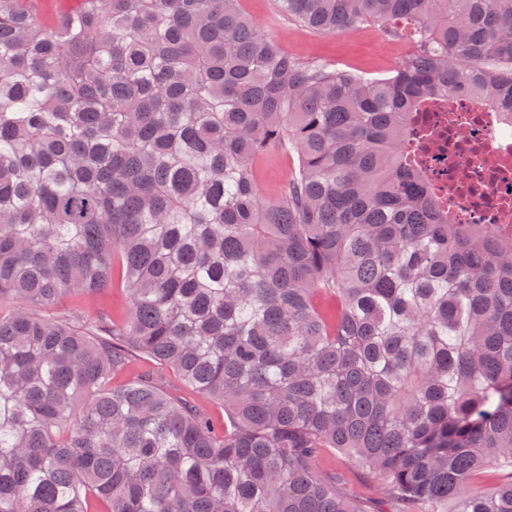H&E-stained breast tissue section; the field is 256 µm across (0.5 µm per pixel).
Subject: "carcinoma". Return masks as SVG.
<instances>
[{
    "mask_svg": "<svg viewBox=\"0 0 512 512\" xmlns=\"http://www.w3.org/2000/svg\"><path fill=\"white\" fill-rule=\"evenodd\" d=\"M273 4L416 50L367 78L241 0H0V512H369L324 448L399 512H512V245L404 153L428 99L512 116V0ZM269 149L298 164L266 199ZM117 273L123 319L93 311ZM140 356L223 425L114 383ZM36 13L46 21H55L61 15L79 7L80 0H35L32 1ZM135 373H152L161 378L163 386L166 390L172 393L180 394L188 399L195 400L210 416V418L216 423L221 424L224 420V408L214 402H210L201 398L196 394L187 392L184 389L181 379L179 376L167 369L160 368L155 362L150 361L146 358H140L134 365ZM319 464L324 471L335 472L340 478L342 490L350 496L363 501L373 510L381 512L395 511V505L378 500L376 484L360 475L350 466L346 458L332 448L323 449Z\"/></svg>",
    "mask_w": 512,
    "mask_h": 512,
    "instance_id": "1",
    "label": "carcinoma"
}]
</instances>
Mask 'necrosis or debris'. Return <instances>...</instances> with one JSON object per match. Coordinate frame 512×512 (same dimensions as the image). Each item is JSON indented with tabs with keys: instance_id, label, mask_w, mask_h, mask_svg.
Masks as SVG:
<instances>
[{
	"instance_id": "necrosis-or-debris-1",
	"label": "necrosis or debris",
	"mask_w": 512,
	"mask_h": 512,
	"mask_svg": "<svg viewBox=\"0 0 512 512\" xmlns=\"http://www.w3.org/2000/svg\"><path fill=\"white\" fill-rule=\"evenodd\" d=\"M405 152L456 224H481L512 243V125L460 93L414 115Z\"/></svg>"
}]
</instances>
